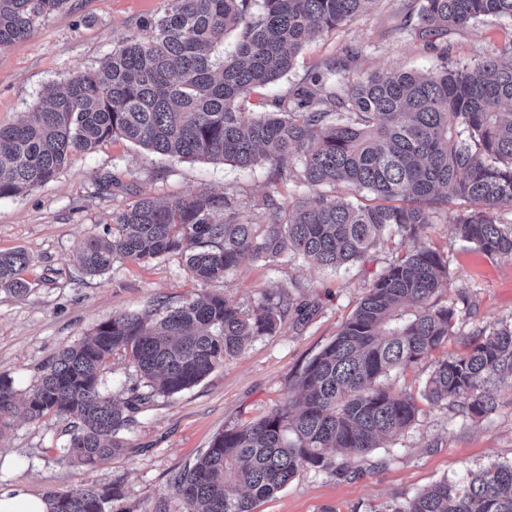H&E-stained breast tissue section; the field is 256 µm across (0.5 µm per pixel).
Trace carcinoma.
Wrapping results in <instances>:
<instances>
[{"label":"carcinoma","instance_id":"cac0c4a2","mask_svg":"<svg viewBox=\"0 0 512 512\" xmlns=\"http://www.w3.org/2000/svg\"><path fill=\"white\" fill-rule=\"evenodd\" d=\"M372 0H165L149 22L152 37L129 40L96 69L17 123L0 126V198L50 181L76 151L121 136L161 155L206 158L251 168L301 158L308 201L263 200L254 217L224 195L159 201L144 195L112 214V235L91 236L77 260L89 273L121 254L184 256L201 281L223 279L241 258L273 260L285 250L338 268L401 237L404 254L372 281L336 337L289 384L265 416L217 434L191 467L172 480L187 512H253L304 469L335 471L328 451L362 453L410 428L420 402L450 399L466 416L496 410L487 389L512 377V322L478 329L468 351L439 360L414 393L383 385L395 369L428 357L453 331L454 309L436 302L449 285L442 254L421 243L433 211L458 201L457 236L512 257V44L475 64L425 73L375 72L331 84L316 75L276 110L243 111L250 92L286 76L308 38L362 14ZM66 0H0V48L27 37ZM486 16L512 18V0H422L420 33L438 35ZM229 30L233 51L217 58ZM344 185L374 195L373 205L323 192ZM25 253L0 252V290L29 291ZM415 307L404 317L406 306ZM288 289L267 293L251 310L220 294L199 295L149 320L119 314L64 348L24 400L31 419H70L61 457L94 466L129 448L124 434L155 396H173L240 356L257 336H272L292 308ZM122 354L146 380L117 404L102 389L112 356ZM17 409L0 375V428ZM121 485H92L46 496L47 512H110ZM390 512H512V464L444 479Z\"/></svg>","mask_w":512,"mask_h":512}]
</instances>
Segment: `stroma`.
<instances>
[{
    "label": "stroma",
    "mask_w": 512,
    "mask_h": 512,
    "mask_svg": "<svg viewBox=\"0 0 512 512\" xmlns=\"http://www.w3.org/2000/svg\"><path fill=\"white\" fill-rule=\"evenodd\" d=\"M165 0H67L36 23L25 39L0 49V125L32 111L46 86H64L94 69L122 41L149 40L151 20ZM419 0H374L358 18L313 35L293 69L251 95L248 111L271 110L309 85L328 60L341 62L349 77L377 71L436 69L442 62L476 63L512 43V19L488 17L431 40L419 36ZM284 182L271 184L267 163L249 169L163 156L122 139L90 153L75 152L48 183L0 198V252L21 250L29 259L22 273L30 287L21 299L0 291V375L25 397L44 367L65 347L77 344L97 324L123 313L176 307L200 294L232 298L243 309L263 293L285 288L302 307L289 314L276 335L254 338L244 353L216 367L203 381L179 394L155 397L128 433L129 451L95 467L61 459L66 418L38 420L16 413L0 430V494L23 489L49 493L120 484L124 496L114 512H186L172 492L175 475L192 464L222 431L255 420L276 407L296 372L332 341L376 275L400 252L396 242L362 261L321 269L285 254L273 264L246 257L220 281L202 282L181 255L150 261L115 259L100 274L81 270L80 243L104 235L113 212L146 194L158 200L207 192L231 198L245 212L256 210L266 193L279 200L309 197L297 174L299 157L285 160ZM120 187H100L104 178ZM456 207L439 210L423 242L443 252L449 286L439 302L457 313L453 335L429 358L390 373L394 389L418 387L435 361L464 354L471 333L502 320L512 322V258L460 241ZM142 380L124 356H113L103 388L124 402ZM498 410L466 417L458 405H423L416 423L396 438L366 452L337 456L343 475L301 471L253 512H385L387 506L448 478L494 463H512V380L493 381Z\"/></svg>",
    "instance_id": "obj_1"
}]
</instances>
